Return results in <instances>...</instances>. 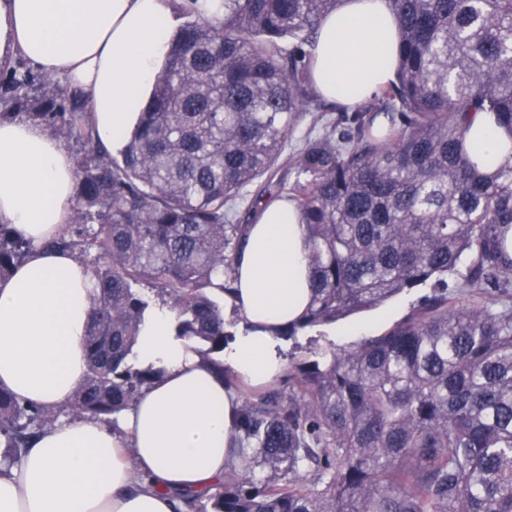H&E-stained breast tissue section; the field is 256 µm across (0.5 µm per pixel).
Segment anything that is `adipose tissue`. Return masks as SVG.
Here are the masks:
<instances>
[{"label":"adipose tissue","mask_w":512,"mask_h":512,"mask_svg":"<svg viewBox=\"0 0 512 512\" xmlns=\"http://www.w3.org/2000/svg\"><path fill=\"white\" fill-rule=\"evenodd\" d=\"M172 0H0V67L26 58L40 72L89 93L99 139L121 152L168 50ZM399 36L390 0H342L321 22L314 49L319 94L353 108L393 78ZM353 88L339 96L342 87ZM76 170L62 138L16 117L0 121V223L34 244L0 280V387L55 411L83 384L82 341L95 298L90 269L43 241L72 216ZM307 245L294 206L261 203L236 264L225 313L246 327L224 351L254 385L284 367L274 329L309 302ZM173 315L147 319L135 346L163 374L118 416L117 429L85 416L58 421L0 465V512H176L178 493L224 479L239 403Z\"/></svg>","instance_id":"adipose-tissue-1"}]
</instances>
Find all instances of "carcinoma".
<instances>
[{
  "label": "carcinoma",
  "instance_id": "obj_1",
  "mask_svg": "<svg viewBox=\"0 0 512 512\" xmlns=\"http://www.w3.org/2000/svg\"><path fill=\"white\" fill-rule=\"evenodd\" d=\"M184 18L127 145L113 155L88 120V98L56 104L54 78L34 112L29 76L12 111L89 147L76 164L72 223L44 243L70 251L98 288L83 338L87 374L71 414L114 425L161 369L129 363L151 286L174 332L224 350V295L248 225L250 187L279 181L304 229L310 302L292 337L436 279L440 293L387 333L298 365L292 392L250 393L236 452L214 491L181 496L199 512H512V0H390L399 26L396 77L357 109L328 116L312 48L340 0H224ZM490 116L509 161L480 167L467 142ZM321 132L286 153L301 120ZM341 133H336L338 126ZM31 245L0 224V279ZM477 303L455 304L443 277L464 252ZM57 414L0 388V458ZM265 476L257 478L256 470ZM210 504L205 508L202 503Z\"/></svg>",
  "mask_w": 512,
  "mask_h": 512
}]
</instances>
